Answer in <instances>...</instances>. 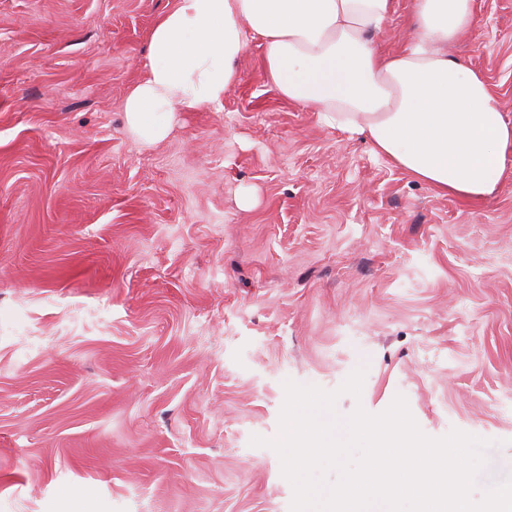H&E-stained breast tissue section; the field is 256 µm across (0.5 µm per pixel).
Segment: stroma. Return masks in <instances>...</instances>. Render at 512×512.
I'll list each match as a JSON object with an SVG mask.
<instances>
[{"label":"stroma","mask_w":512,"mask_h":512,"mask_svg":"<svg viewBox=\"0 0 512 512\" xmlns=\"http://www.w3.org/2000/svg\"><path fill=\"white\" fill-rule=\"evenodd\" d=\"M172 0H0V512H290L293 380L403 395L512 475V179L445 195L281 98L251 41L156 144L123 101ZM450 45L512 121V0ZM412 0L378 37L401 50Z\"/></svg>","instance_id":"35a3bbf8"}]
</instances>
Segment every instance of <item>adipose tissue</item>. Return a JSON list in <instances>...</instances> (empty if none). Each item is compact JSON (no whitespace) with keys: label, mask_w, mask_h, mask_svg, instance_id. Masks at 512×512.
Instances as JSON below:
<instances>
[{"label":"adipose tissue","mask_w":512,"mask_h":512,"mask_svg":"<svg viewBox=\"0 0 512 512\" xmlns=\"http://www.w3.org/2000/svg\"><path fill=\"white\" fill-rule=\"evenodd\" d=\"M475 0H413L406 45L374 41L392 0H174L154 24L128 131L163 140L167 118L219 105L251 39L280 97L443 193L494 198L512 171V123L484 78L449 44L478 25Z\"/></svg>","instance_id":"adipose-tissue-1"}]
</instances>
